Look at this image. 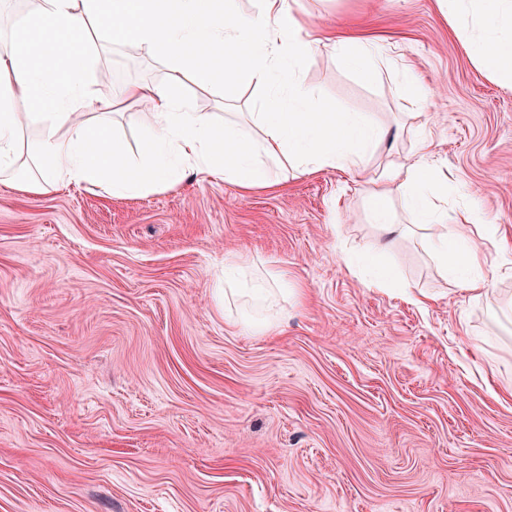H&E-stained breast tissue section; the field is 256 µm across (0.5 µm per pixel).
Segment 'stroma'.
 Listing matches in <instances>:
<instances>
[{
  "label": "stroma",
  "instance_id": "35a3bbf8",
  "mask_svg": "<svg viewBox=\"0 0 512 512\" xmlns=\"http://www.w3.org/2000/svg\"><path fill=\"white\" fill-rule=\"evenodd\" d=\"M300 4L382 61L369 77L309 57L314 98L390 127L373 173L427 127L449 204L495 223L493 291L445 277L419 233L378 259L395 283L369 287L350 266L378 237L372 185L338 169L121 200L0 186V512H512V333L494 319L512 295V85L436 0ZM95 69L102 92L166 75L112 43ZM407 75L434 91L423 109ZM230 252L284 274L272 331L216 302Z\"/></svg>",
  "mask_w": 512,
  "mask_h": 512
}]
</instances>
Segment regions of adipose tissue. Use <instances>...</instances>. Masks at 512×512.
<instances>
[{
  "label": "adipose tissue",
  "mask_w": 512,
  "mask_h": 512,
  "mask_svg": "<svg viewBox=\"0 0 512 512\" xmlns=\"http://www.w3.org/2000/svg\"><path fill=\"white\" fill-rule=\"evenodd\" d=\"M462 43L490 76L512 83V0H438ZM120 43L132 52L160 54L167 73L160 82H134L93 94L91 39ZM329 49L349 68L376 74L369 45L325 43L305 29L292 0H261L257 15L239 16L226 0H39L9 34L0 53V184L40 195L69 184L101 188L121 199L167 191L189 176L221 180L249 190L270 185L274 175L300 176L324 168L362 174L387 136L381 124L357 112H320L303 76V61ZM56 50L60 66L43 63ZM207 87L223 81L225 98L243 85L267 96L249 125L216 124L194 111L181 93L185 79ZM27 102V113L14 101ZM119 103L136 105L143 132L138 159L109 143L104 122ZM37 128L35 139L23 129ZM432 138L420 133L414 161L388 165L367 197L365 214L376 224L377 252H387L399 233L390 193L398 191L419 228L449 225L438 259L461 274L467 291L489 288L478 239L495 231L468 209L448 222L447 179L429 167ZM248 262H224V292L268 304L264 282L245 279Z\"/></svg>",
  "instance_id": "adipose-tissue-1"
}]
</instances>
